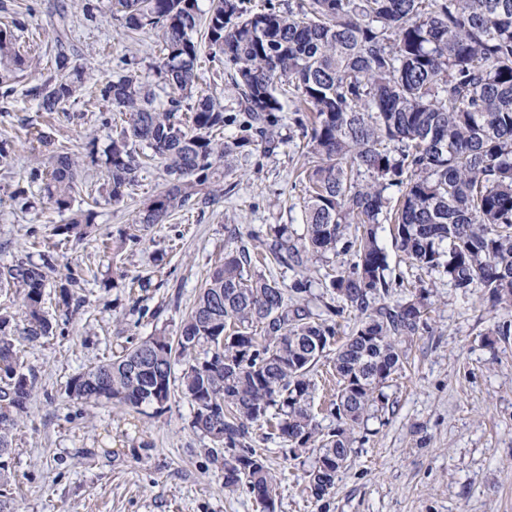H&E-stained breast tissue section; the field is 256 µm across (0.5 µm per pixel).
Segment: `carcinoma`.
I'll return each mask as SVG.
<instances>
[{
  "label": "carcinoma",
  "instance_id": "1",
  "mask_svg": "<svg viewBox=\"0 0 512 512\" xmlns=\"http://www.w3.org/2000/svg\"><path fill=\"white\" fill-rule=\"evenodd\" d=\"M108 0L126 35L155 34L156 72L168 89L157 100L142 76L128 71L99 88L108 112L129 114L128 126L106 153L99 193L119 204L130 195L142 159H158L170 181L139 211L134 223L162 224L191 203L207 207L224 196L228 158L255 143L273 152L280 112L291 102L303 129L305 234L287 228L270 249L276 264L297 270L290 287L254 276L251 251H225L205 282L177 340L150 336L78 375L70 394L138 409L169 400L174 366L184 362L182 390L195 406L193 428L224 447V488L255 493L275 512L276 483L266 459L251 447L250 429L272 424L291 448H311L307 488L321 500L353 458L354 430L384 410L383 388L403 367L402 344L425 323L424 289L402 302L389 293L388 254L378 229L390 214L386 190L401 188L393 225L395 245L427 277L445 276L457 289L479 288L493 305L512 308V0H306L284 10L273 0L253 9L246 0ZM205 26L210 60L229 69L238 91L232 113L198 89L203 57L195 39ZM13 31L0 28V99L15 102L12 69L34 67ZM66 71L28 86L24 100L50 115L83 92V68L65 52ZM237 123L241 136L216 139ZM46 153L34 158L28 184L58 212H69L55 235L81 241L94 210L73 209L82 160L49 132H37ZM351 255L326 287L343 301L311 320L303 304L311 257ZM56 258H22L0 271V287L14 290L0 308V512H14L10 474L14 429L37 386L22 343L51 336L42 307ZM80 277L70 271L60 303L73 314ZM349 311L355 326L337 345L338 388L330 409L336 426L322 432L312 413L311 369L329 348L311 337L336 338L332 317ZM202 350L198 359L193 352ZM141 361L144 369L132 374Z\"/></svg>",
  "mask_w": 512,
  "mask_h": 512
}]
</instances>
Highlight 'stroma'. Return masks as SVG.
Here are the masks:
<instances>
[{
  "label": "stroma",
  "mask_w": 512,
  "mask_h": 512,
  "mask_svg": "<svg viewBox=\"0 0 512 512\" xmlns=\"http://www.w3.org/2000/svg\"><path fill=\"white\" fill-rule=\"evenodd\" d=\"M89 5L90 19L84 14ZM61 17L70 27L66 50L88 83L117 79L129 58L151 90L164 96L153 38L128 39L105 0H0V28L21 24V40L39 45L38 70L47 78L60 75L57 48L41 33ZM100 109L83 97L53 115L19 102L0 122L8 151L0 160V268L20 255L40 262L48 242L58 259L44 292V310L57 331L24 346L38 382L16 432L14 512H263L247 490L225 489L224 460L213 455V440L193 428L194 406L180 385H172L164 406L138 411L82 403L67 386L129 342L179 336L225 250L271 243L273 224L287 225L292 237L304 235L301 134L285 120L275 153L251 146L236 155L222 199L176 211L113 259L103 253L102 240L118 239L144 202L162 190L168 179L162 163L141 170L124 202L100 203L91 235L78 243L54 235L67 214L35 194L13 196L41 150L35 132L45 125L73 151L90 145L107 150L128 117L114 112L104 125ZM379 241L389 254L390 298L404 300L419 287L420 275L396 249L389 228L380 229ZM70 269L84 279L85 304L68 320L57 304V285ZM119 272L150 278L151 285L104 288V280ZM429 291L428 324L407 343V363L385 389L389 406L357 429L352 464L328 495L318 500L306 488L311 449L292 450L276 437L254 440L277 480L276 512H512V335L496 333L498 325L512 323V312L444 279ZM334 354L327 349L311 371L313 412L325 431L335 425L329 407Z\"/></svg>",
  "instance_id": "obj_1"
}]
</instances>
